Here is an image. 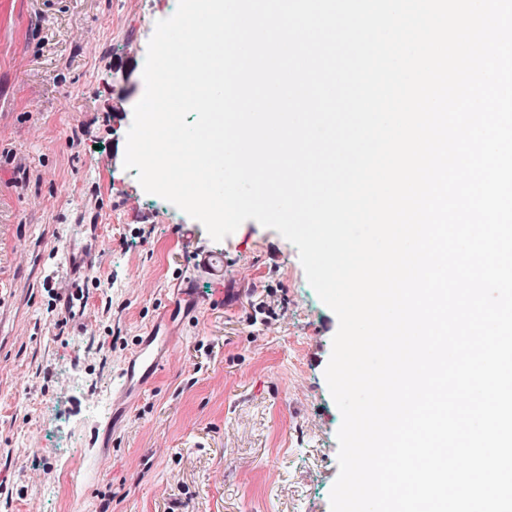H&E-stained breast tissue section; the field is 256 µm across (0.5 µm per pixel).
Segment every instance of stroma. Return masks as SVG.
<instances>
[{"label": "stroma", "mask_w": 512, "mask_h": 512, "mask_svg": "<svg viewBox=\"0 0 512 512\" xmlns=\"http://www.w3.org/2000/svg\"><path fill=\"white\" fill-rule=\"evenodd\" d=\"M174 12L0 0V512H330L338 318L297 248L253 220L213 240L123 166ZM155 325L166 364L121 397Z\"/></svg>", "instance_id": "35a3bbf8"}]
</instances>
